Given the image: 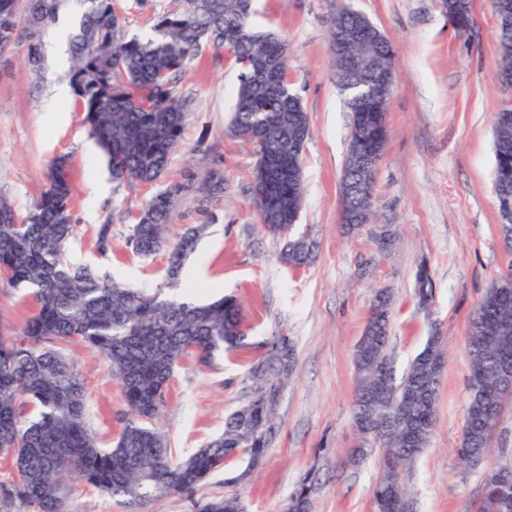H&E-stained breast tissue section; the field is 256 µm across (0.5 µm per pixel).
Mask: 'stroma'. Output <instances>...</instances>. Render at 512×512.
<instances>
[{"mask_svg": "<svg viewBox=\"0 0 512 512\" xmlns=\"http://www.w3.org/2000/svg\"><path fill=\"white\" fill-rule=\"evenodd\" d=\"M128 35L150 33L158 13L178 0H116ZM364 13L389 38L398 80L387 102L391 135L377 168L371 223L346 231L339 186L351 114L336 86L328 54L329 29L344 8ZM254 22L288 41L289 78L310 120L304 153L305 201L292 236L316 248L296 271L280 263L284 238L264 231L251 198V143L228 130L238 68L224 52L204 47L176 78L194 105L181 146L150 183L112 182L76 100L56 101L67 81L66 44L55 28L43 37L45 68L24 65L28 40L17 27L0 50V197L26 216L46 188L51 161L67 156L72 172L71 214L76 235L68 259L147 293L205 302L232 295L244 307V345L207 366L196 357L176 369L157 427L179 456L221 434L226 418L259 392L251 367L274 340L291 349V371L269 392V445L257 468L239 456L214 474L199 494H235L245 512H288L301 481L312 485L311 512H374L378 460L354 463L360 443L352 421L354 353L375 291L392 300L388 349L404 373L431 330L448 356L431 443L405 472L418 512H477L488 469L512 467V399L505 400L483 464H463L469 361L465 342L477 303L512 264L497 226L493 192L494 115L512 105V88L495 73L501 57L490 0H471L474 23L459 34L436 0H256ZM224 183L210 191L212 177ZM184 184L170 237L202 229L185 267L195 281L166 280L167 255L137 256L127 241L140 211L169 185ZM112 225V247L100 253L101 224ZM427 262L433 301L421 308L415 275ZM67 356L87 391V419L103 446L123 426L127 406L108 364L90 350Z\"/></svg>", "mask_w": 512, "mask_h": 512, "instance_id": "obj_1", "label": "stroma"}]
</instances>
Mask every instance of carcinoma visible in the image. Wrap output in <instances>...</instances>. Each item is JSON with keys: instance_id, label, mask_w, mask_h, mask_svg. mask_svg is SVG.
I'll return each mask as SVG.
<instances>
[{"instance_id": "cac0c4a2", "label": "carcinoma", "mask_w": 512, "mask_h": 512, "mask_svg": "<svg viewBox=\"0 0 512 512\" xmlns=\"http://www.w3.org/2000/svg\"><path fill=\"white\" fill-rule=\"evenodd\" d=\"M75 2L70 34L69 80L82 106L90 136L101 149L112 181H155L168 167L181 143L191 100L176 89L174 79L200 49L224 50L238 65L239 83L229 130L255 145V153L276 150L288 156V176L278 178L272 203L262 209L264 230L288 233L303 205V150L310 136L309 116L288 80V43L275 32L260 33L253 22V0H183L180 10L158 17L151 34L128 37L113 0H27L29 49L26 66L44 67L42 36L49 24ZM18 0H0V27L16 33ZM456 28L469 27L468 0H448ZM355 13L334 17L330 47L336 35L365 28ZM502 52L498 75L512 72V27L496 29ZM359 52L375 54L394 65L387 37L371 29ZM282 57L275 78L257 82L256 64ZM497 205L512 203V111L495 113ZM365 130L352 123L341 176L345 225L361 226L363 212H372L373 195L355 191L359 182L374 184L376 169L358 166L354 145ZM48 187L17 220L0 198V282L24 289L30 314L15 333L0 331V457L9 480L0 482V512H67L71 482L86 483L113 499L123 512H144L153 500L180 494L195 501L197 512H243L237 496L195 499L197 490L224 463L243 452L256 467L268 443L270 399L260 396L234 412L224 433L186 458L173 455L154 420L175 369L195 355L205 364L236 350L244 337V314L233 296L195 304L126 287L110 276L67 261L75 237L70 209V163L51 162ZM184 185L173 184L156 194L133 226L128 244L143 257L168 250V276L175 278L184 258L195 250L199 230L187 229L168 244L175 199ZM314 243L290 239L281 259L291 268L308 263ZM416 295L422 306L433 299L427 263L419 265ZM390 298L376 295L355 350L358 377L353 422L379 430L362 440L357 454L380 452L382 474L374 491L376 512H394V504L410 495L402 480L405 467L429 447L434 435L440 387L446 363L442 336H428L408 370L397 376L388 352ZM512 311V265L491 284L475 309L474 321L487 318L485 330L471 331L466 341L470 364L465 432L459 454L473 461L489 452V436L498 417L489 398H508L499 380L503 354H512V319L492 320ZM81 344L103 359L119 381L128 413L110 448L101 446L86 422L87 395L81 374L66 349ZM289 352L271 346L266 358L251 368L256 378L285 370ZM311 489L303 482L292 495L290 512H309ZM512 499V484L485 481L484 500Z\"/></svg>"}]
</instances>
